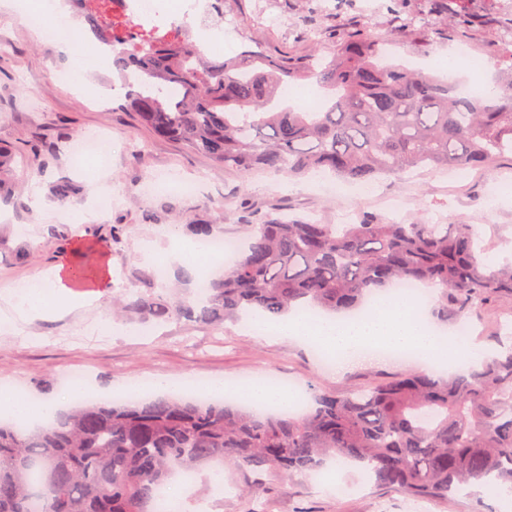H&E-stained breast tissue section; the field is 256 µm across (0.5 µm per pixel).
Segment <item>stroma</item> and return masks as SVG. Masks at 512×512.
Returning a JSON list of instances; mask_svg holds the SVG:
<instances>
[{
  "label": "stroma",
  "instance_id": "obj_1",
  "mask_svg": "<svg viewBox=\"0 0 512 512\" xmlns=\"http://www.w3.org/2000/svg\"><path fill=\"white\" fill-rule=\"evenodd\" d=\"M19 2L0 4V144L15 150L13 192L26 206L0 220V292L62 261L47 245L52 232L62 228L71 236V250L63 261L90 271L111 260L113 285L110 295L81 312L35 320L18 333L0 332V387L22 388L48 400L63 393L70 373L83 374L106 390L156 375L239 379L266 373L310 397L321 391L344 394L418 371L414 360L376 361L338 374L310 345L261 340L238 322L214 329L170 321L98 335V325L112 317L113 297L141 288L144 281H154L156 288L180 298H193L195 282L186 271L170 265L164 278H156L154 263L142 256L150 246L166 249L169 241L162 229L178 228L187 218L219 225L225 236L243 244L248 225L269 214L285 212L332 224L337 210L352 208L358 216L381 218L384 210L363 202L364 193L402 195L408 207L401 221L472 224L490 259L501 261L503 253L512 251V153L462 185L457 172L428 169L400 178L380 177L365 187L345 185L329 175L288 180L227 171L178 142L154 139L140 127L122 97L112 93L117 77L111 65L87 62L79 90L58 82L54 72L63 63L53 43L16 21ZM418 8L419 0H224L225 16L240 24L227 52L232 55L256 43L274 54L307 59L318 49L335 50L357 32L380 41L391 64L433 74L436 59L452 51L482 58L481 74L491 85L512 75V65L497 57L503 13L488 0H465L467 21L460 27L442 13L422 26L399 24L400 14ZM313 26L320 32L316 42L308 36ZM95 134L111 138L112 162L91 180L75 165L72 151L77 139ZM51 144L58 149L57 172L84 188L74 202L50 198L37 172L34 160ZM152 178L169 180V188L144 194L141 186ZM183 183L196 184V191L181 192ZM100 194L111 195L115 203L107 215L95 216L90 204ZM467 321L473 343L496 347L498 338L512 333V296L493 298ZM223 479L219 492L212 471L201 472L184 512H195L206 500L212 502V512H375L380 501L390 512H406L408 501L404 492L351 468L342 470L337 483L321 485L313 476L289 478L276 471L258 477L228 460ZM254 484L259 495L247 496L246 488ZM433 505L435 512H512L476 485L434 499Z\"/></svg>",
  "mask_w": 512,
  "mask_h": 512
}]
</instances>
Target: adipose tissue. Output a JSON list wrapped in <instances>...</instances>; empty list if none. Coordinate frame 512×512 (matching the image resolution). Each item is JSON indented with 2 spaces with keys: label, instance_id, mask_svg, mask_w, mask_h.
I'll return each instance as SVG.
<instances>
[{
  "label": "adipose tissue",
  "instance_id": "ef3b65f1",
  "mask_svg": "<svg viewBox=\"0 0 512 512\" xmlns=\"http://www.w3.org/2000/svg\"><path fill=\"white\" fill-rule=\"evenodd\" d=\"M112 287V264L104 262L90 275L78 269L56 265L42 275L29 279L22 291L7 292L0 298V325L19 330L34 319L51 320L63 312H72L94 304ZM244 329L257 337L294 339L316 345L337 370L369 361L374 352H415L426 369H456L477 366L487 355L483 346L472 345L459 351L446 337L440 336L426 320L419 302L389 289L376 290L365 312L352 316L321 315L313 319L288 314L279 322L262 318L246 322ZM198 391L211 399L223 400L230 390L223 379L202 378ZM237 399L265 410H288L294 397L288 388L259 381L241 383L232 388ZM90 392L84 383H73L65 395L44 402L31 403L10 392L0 395V415L28 422L29 425L55 423L60 409L84 399Z\"/></svg>",
  "mask_w": 512,
  "mask_h": 512
}]
</instances>
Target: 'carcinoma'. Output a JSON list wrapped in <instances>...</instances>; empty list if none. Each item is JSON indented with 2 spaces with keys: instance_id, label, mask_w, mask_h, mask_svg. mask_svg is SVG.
<instances>
[{
  "instance_id": "1",
  "label": "carcinoma",
  "mask_w": 512,
  "mask_h": 512,
  "mask_svg": "<svg viewBox=\"0 0 512 512\" xmlns=\"http://www.w3.org/2000/svg\"><path fill=\"white\" fill-rule=\"evenodd\" d=\"M438 2L448 17L466 21L462 0ZM78 14L110 49L114 70L139 73L126 92L139 125L226 169L289 178L328 169L355 182L420 167L475 169L512 153L511 81L493 97L465 93L382 64L378 43L362 36L309 64L259 47L224 61L202 60L188 43L130 52L113 47L102 16ZM302 79L324 89L320 108H295L282 97ZM50 190L62 202L81 193L66 177ZM184 227L215 237L211 224L187 218ZM248 230V249L222 278L201 279L194 300L149 289L115 301L116 311L144 325L222 326L304 309L341 315L359 310L377 288L412 280L435 283L433 310L459 320L512 295V265L491 266L473 224H320L270 215ZM331 458L417 498L449 497L471 483L512 488V344L478 368L405 374L346 396L324 392L288 415L165 395L76 403L32 432L0 422V512H158L160 487L179 471L231 459L292 478L317 474Z\"/></svg>"
}]
</instances>
